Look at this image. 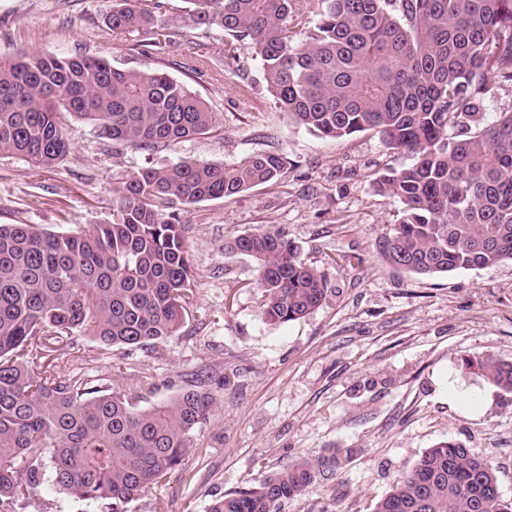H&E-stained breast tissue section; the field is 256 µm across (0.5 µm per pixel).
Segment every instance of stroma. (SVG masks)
Returning <instances> with one entry per match:
<instances>
[{"mask_svg": "<svg viewBox=\"0 0 512 512\" xmlns=\"http://www.w3.org/2000/svg\"><path fill=\"white\" fill-rule=\"evenodd\" d=\"M112 0H0V59L22 51L103 57L129 69H160L221 117L200 138L113 154L87 123L65 119L70 151L39 169L0 158V224L67 232L112 220L121 174L185 159L224 163L264 151L287 156L276 183L181 208L195 288L180 336L132 351H102L87 335L58 351L61 371L138 396L141 406L191 387L212 399L183 465L131 512H208L224 493L332 448L354 456L281 512H372L400 473L437 443L453 440L488 460L512 501V393L465 373L462 359L512 361V261L420 277L385 264L374 243L397 219L377 196V172L408 163L372 131L322 138L276 108L249 51L225 58L217 28L170 21L174 45L144 55L137 34L109 30ZM224 61L223 75L209 59ZM191 69H184V61ZM280 227L324 274L323 304L272 323L262 314L256 263L225 242ZM468 392L464 405L452 391ZM15 512H99L43 484Z\"/></svg>", "mask_w": 512, "mask_h": 512, "instance_id": "35a3bbf8", "label": "stroma"}]
</instances>
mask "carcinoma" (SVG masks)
I'll return each mask as SVG.
<instances>
[{
  "mask_svg": "<svg viewBox=\"0 0 512 512\" xmlns=\"http://www.w3.org/2000/svg\"><path fill=\"white\" fill-rule=\"evenodd\" d=\"M193 28H219L226 51L259 59L266 92L300 127L339 139L364 131L410 154L372 183L399 204L378 242L388 264L432 277L512 260V112L486 119L493 84L512 85V0H182ZM169 0L155 12L112 0L108 28L139 33L147 52L170 42ZM67 113L112 147L150 149L209 134L219 114L159 70L103 58L23 52L0 60V157L52 168L69 152ZM288 158L182 160L142 167L113 184L112 222L68 233L0 224V512L54 486L100 504L130 505L180 467L211 410L196 389L142 407L37 363L75 334L109 350L168 341L186 322L194 278L177 210L277 182ZM257 264L265 318L319 308L323 276L283 229L224 244ZM512 392V361L463 359ZM350 450L315 455L224 494L209 512H281ZM25 464L26 480L16 465ZM374 512H512L494 469L462 445L427 449Z\"/></svg>",
  "mask_w": 512,
  "mask_h": 512,
  "instance_id": "carcinoma-1",
  "label": "carcinoma"
}]
</instances>
